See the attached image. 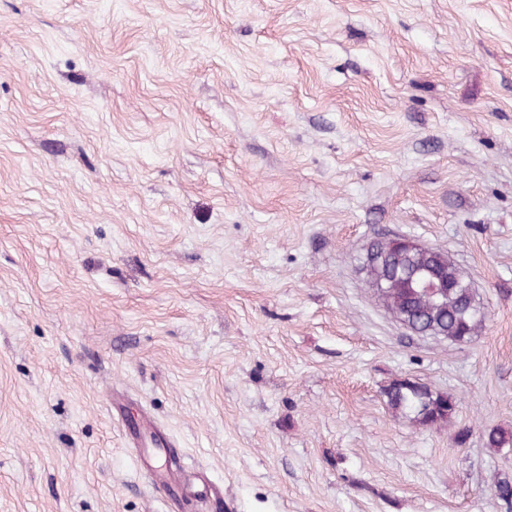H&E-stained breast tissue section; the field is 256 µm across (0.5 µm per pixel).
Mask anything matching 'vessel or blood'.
<instances>
[{
    "label": "vessel or blood",
    "mask_w": 512,
    "mask_h": 512,
    "mask_svg": "<svg viewBox=\"0 0 512 512\" xmlns=\"http://www.w3.org/2000/svg\"><path fill=\"white\" fill-rule=\"evenodd\" d=\"M129 444L137 448L140 468L152 487L161 491L169 503H177L179 498L195 491L208 499L217 497V490L208 484L190 481L182 463L175 459L167 437L156 427H149L144 433H131Z\"/></svg>",
    "instance_id": "obj_1"
}]
</instances>
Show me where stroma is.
<instances>
[{
	"instance_id": "1",
	"label": "stroma",
	"mask_w": 512,
	"mask_h": 512,
	"mask_svg": "<svg viewBox=\"0 0 512 512\" xmlns=\"http://www.w3.org/2000/svg\"><path fill=\"white\" fill-rule=\"evenodd\" d=\"M391 235L468 342L375 297ZM146 417L224 489L176 512H507L512 0H0V512H167ZM384 395L393 412L409 416L421 425L449 423L456 414L457 405L452 397L408 379L391 382Z\"/></svg>"
}]
</instances>
